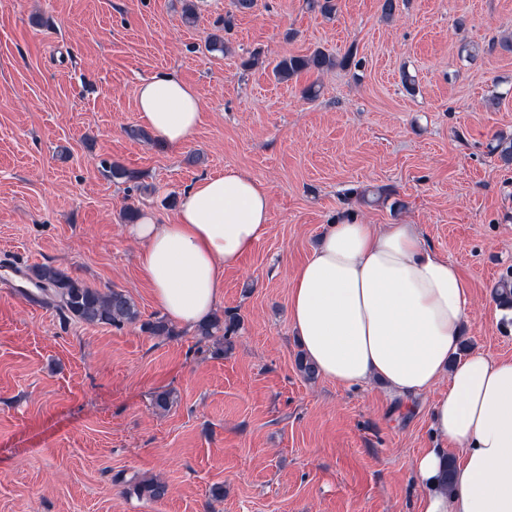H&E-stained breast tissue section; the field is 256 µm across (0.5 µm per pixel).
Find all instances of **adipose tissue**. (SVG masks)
I'll use <instances>...</instances> for the list:
<instances>
[{"instance_id":"obj_1","label":"adipose tissue","mask_w":512,"mask_h":512,"mask_svg":"<svg viewBox=\"0 0 512 512\" xmlns=\"http://www.w3.org/2000/svg\"><path fill=\"white\" fill-rule=\"evenodd\" d=\"M137 110L152 137L172 148L188 143L202 119L197 90L173 71L139 84ZM269 229L268 188L228 169L182 193L175 223L146 215L126 232L143 245L139 264L154 303L192 328L220 304L225 269ZM469 301L456 264L415 224L327 225L289 283L290 323L325 379L379 380L398 402L447 382L431 414L440 445L414 461L422 512H512V359L460 356ZM449 444L458 454L446 486Z\"/></svg>"}]
</instances>
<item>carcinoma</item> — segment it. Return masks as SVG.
<instances>
[{
	"label": "carcinoma",
	"mask_w": 512,
	"mask_h": 512,
	"mask_svg": "<svg viewBox=\"0 0 512 512\" xmlns=\"http://www.w3.org/2000/svg\"><path fill=\"white\" fill-rule=\"evenodd\" d=\"M349 61L348 56L338 60L317 49L309 56H289L279 60L273 67V75L279 81H288L303 71L344 66ZM23 276L36 289L32 299L52 307L64 322L77 320L90 325L121 326L140 320L134 302L122 290L91 288L67 270L49 264L35 266ZM494 299L500 307L512 309V272L500 279L494 290ZM240 322L241 318L236 313L216 312L210 320L198 326L196 335L206 341L220 333L228 345ZM141 327L154 336L179 335V330L163 317L144 322ZM125 492L158 501L168 494V485L159 479L136 475L126 481Z\"/></svg>",
	"instance_id": "1"
}]
</instances>
